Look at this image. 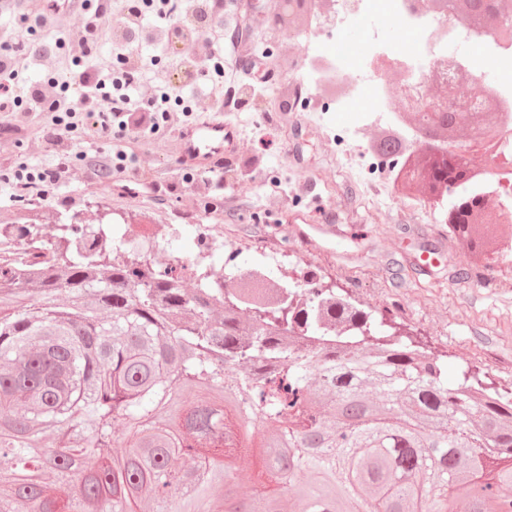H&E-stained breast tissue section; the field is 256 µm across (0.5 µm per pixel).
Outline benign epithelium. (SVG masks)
I'll return each mask as SVG.
<instances>
[{"label":"benign epithelium","instance_id":"7a95c632","mask_svg":"<svg viewBox=\"0 0 512 512\" xmlns=\"http://www.w3.org/2000/svg\"><path fill=\"white\" fill-rule=\"evenodd\" d=\"M305 2L280 0L265 15L268 27L290 33L303 29L308 19ZM407 8L416 16L436 12L463 17L475 31L512 43V0H407ZM379 67L388 79H396L392 94L400 96L405 74L402 64L385 60ZM425 80V97L411 102L405 111L412 115L413 124H422L427 160L421 165L404 161L402 182L438 183L432 200L444 209L446 224H474L481 214L484 223L495 229L511 226L512 181L506 174L512 169V150L503 132L512 117L501 111L482 78L463 63L451 75L433 66ZM461 125L471 130V140L463 146L456 144V129ZM447 196L451 200L446 204Z\"/></svg>","mask_w":512,"mask_h":512}]
</instances>
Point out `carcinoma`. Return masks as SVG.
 I'll list each match as a JSON object with an SVG mask.
<instances>
[{"label":"carcinoma","instance_id":"carcinoma-1","mask_svg":"<svg viewBox=\"0 0 512 512\" xmlns=\"http://www.w3.org/2000/svg\"><path fill=\"white\" fill-rule=\"evenodd\" d=\"M0 224L33 237L0 208ZM46 250L0 262V512H224L235 471L225 434L265 426L293 456L275 474L319 512H356L365 490L406 512H512V393L468 365L381 332L317 273L274 305L246 301L199 256L162 264L158 237L124 248L110 224L56 222ZM350 400L375 421L336 430ZM426 459L410 465L409 452ZM468 466L449 471L448 457ZM196 461L184 472L177 462ZM407 478L389 482L392 470Z\"/></svg>","mask_w":512,"mask_h":512}]
</instances>
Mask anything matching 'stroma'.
I'll list each match as a JSON object with an SVG mask.
<instances>
[{
  "instance_id": "35a3bbf8",
  "label": "stroma",
  "mask_w": 512,
  "mask_h": 512,
  "mask_svg": "<svg viewBox=\"0 0 512 512\" xmlns=\"http://www.w3.org/2000/svg\"><path fill=\"white\" fill-rule=\"evenodd\" d=\"M254 53L264 54L271 80L235 120L247 152L225 158L233 185L214 173L176 163V133L130 140L128 151L150 154L154 163L142 181L149 195L125 197L115 175L58 187L54 201L79 202L106 213L133 216L143 209L162 214L185 195L217 201L231 196L215 231L224 247L216 267L261 265L292 279L305 270L356 300L373 317H386L403 342L418 346L448 366L472 367L500 392H512V238L499 236L493 256L474 258L443 222L441 209L404 190L395 179L394 157L372 143L373 131L354 115L330 113L327 124L297 126L295 116L315 117L332 96L320 90L310 103L294 104L290 70L277 66L281 47L271 31H250ZM288 104L273 117L272 110ZM445 244L432 271L414 260L422 250Z\"/></svg>"
}]
</instances>
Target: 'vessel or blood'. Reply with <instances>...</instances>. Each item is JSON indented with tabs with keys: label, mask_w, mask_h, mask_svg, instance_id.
I'll return each mask as SVG.
<instances>
[{
	"label": "vessel or blood",
	"mask_w": 512,
	"mask_h": 512,
	"mask_svg": "<svg viewBox=\"0 0 512 512\" xmlns=\"http://www.w3.org/2000/svg\"><path fill=\"white\" fill-rule=\"evenodd\" d=\"M240 143L239 130L229 115L206 112L180 130L176 159L181 167L206 170L224 156L239 153Z\"/></svg>",
	"instance_id": "obj_1"
}]
</instances>
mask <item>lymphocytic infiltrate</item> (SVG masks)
Returning <instances> with one entry per match:
<instances>
[{"label": "lymphocytic infiltrate", "instance_id": "obj_1", "mask_svg": "<svg viewBox=\"0 0 512 512\" xmlns=\"http://www.w3.org/2000/svg\"><path fill=\"white\" fill-rule=\"evenodd\" d=\"M130 0H83L79 10H56L49 23L30 20L25 33L11 30L0 35V126L33 123L44 129H59L66 119L82 117L89 136L108 140L113 129L136 137L157 133L162 125L178 126L179 117L164 112L158 93L163 77H146L141 50L112 34L113 20L136 22ZM53 33V43L37 48L32 37ZM110 44V60L102 62L97 46ZM224 46V24L216 22L198 46L197 81L172 89L171 94L189 97L194 112L221 109L237 112L240 99L223 85L205 81V64ZM32 68L44 71L46 80L22 86L20 73ZM14 189L38 188L47 195L56 185L87 180L88 172L65 156L30 171L19 163L14 171Z\"/></svg>", "mask_w": 512, "mask_h": 512}]
</instances>
